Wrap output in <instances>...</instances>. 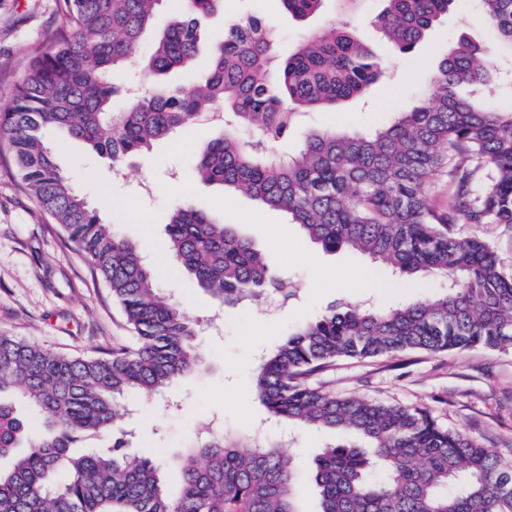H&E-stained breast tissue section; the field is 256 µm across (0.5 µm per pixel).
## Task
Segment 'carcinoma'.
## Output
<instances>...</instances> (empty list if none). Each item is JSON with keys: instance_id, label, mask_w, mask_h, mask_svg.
Returning <instances> with one entry per match:
<instances>
[{"instance_id": "cac0c4a2", "label": "carcinoma", "mask_w": 512, "mask_h": 512, "mask_svg": "<svg viewBox=\"0 0 512 512\" xmlns=\"http://www.w3.org/2000/svg\"><path fill=\"white\" fill-rule=\"evenodd\" d=\"M161 0H62L61 22L12 79L0 101V146L23 188L104 280L135 343L97 357L58 355L0 334V512H300L295 466L266 439L247 450L222 430L175 455L177 495L160 467L129 448L71 453L86 434L115 424L119 400L154 396L200 363L197 324L154 287L137 247L101 223L73 188L46 136L86 142L116 168L173 130L224 111V134L199 152L207 183L240 190L283 211L321 249L358 251L398 276L444 282L433 298L389 310H333L288 334L260 358L254 396L269 418L365 441L325 446L312 479L320 512H512V462L424 408L340 396L307 378L340 358L409 351L512 348V272L457 224L512 227V108L487 106L489 57L512 51V0H480L494 42L463 39L430 74L423 100L373 133L314 131L293 157L275 151L301 111L334 107L383 73L343 26L308 33L278 58L268 24L248 17L224 28L204 80L112 111V68L134 59ZM223 0H185L144 59L160 77L198 55L199 17ZM303 21L325 0H280ZM377 31L411 52L457 0H384ZM445 174L452 193L438 210L426 189ZM168 247L196 287L220 305L265 288L294 295L262 251L224 216L189 203L166 225ZM26 399L17 410L12 396ZM26 447L19 454L17 450Z\"/></svg>"}]
</instances>
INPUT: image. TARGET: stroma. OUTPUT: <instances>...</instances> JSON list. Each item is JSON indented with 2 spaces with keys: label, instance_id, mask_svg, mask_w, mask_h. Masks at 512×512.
I'll return each mask as SVG.
<instances>
[{
  "label": "stroma",
  "instance_id": "1",
  "mask_svg": "<svg viewBox=\"0 0 512 512\" xmlns=\"http://www.w3.org/2000/svg\"><path fill=\"white\" fill-rule=\"evenodd\" d=\"M383 0H354L325 7L300 22L283 12L280 0H224L221 12L201 21V45L210 51L227 23L254 14L276 31L281 55L293 52L313 30L343 23L359 35L384 65L383 76L363 95L333 110L302 116L295 133L279 144L295 154L312 131H371L388 125L395 111L414 107L429 74L460 39L490 41L478 0L449 13L412 52L402 54L371 26ZM58 0H0V98L11 94V77L58 23ZM224 125L203 119L177 129L145 153L130 158L122 173L80 141L54 140L56 159L71 184L104 224L133 242L149 263L154 285L196 320L221 315L218 326L200 330L202 363L176 381L166 398L136 395L120 426L130 446L159 465L189 446L200 427L218 420L230 431L264 428L268 437L289 434L295 459L300 512H318L317 492L308 477L314 455L331 436L317 431L284 432L270 425L251 395L261 354L289 330L343 304L388 307L426 298L424 284L404 281L368 257L349 250L327 253L306 239L286 214L269 210L247 194L201 182L198 153ZM12 158L0 150V333L5 332L58 354L92 357L132 342V332L104 281L61 235L38 203L19 189ZM191 202L205 212L223 213L227 223L261 248L270 265L299 284L296 296L268 290L256 300L219 308L196 288L166 246V224L176 206ZM287 239V249L278 240ZM311 385L339 395L388 404L418 406L443 426L466 431L481 446L512 460V349L463 352H410L373 359H339L314 375Z\"/></svg>",
  "mask_w": 512,
  "mask_h": 512
}]
</instances>
